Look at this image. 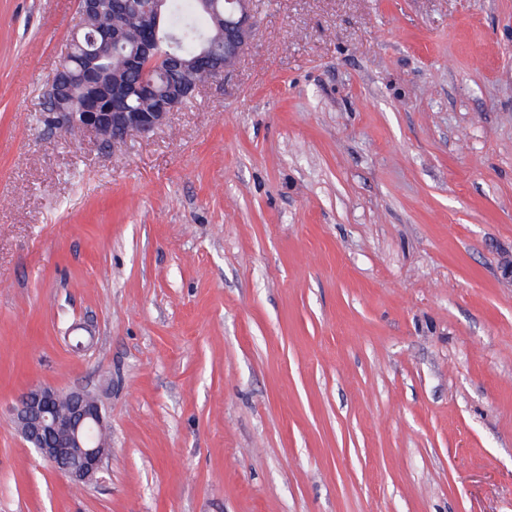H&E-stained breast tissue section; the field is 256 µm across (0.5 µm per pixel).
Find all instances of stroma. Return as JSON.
Listing matches in <instances>:
<instances>
[{
    "mask_svg": "<svg viewBox=\"0 0 512 512\" xmlns=\"http://www.w3.org/2000/svg\"><path fill=\"white\" fill-rule=\"evenodd\" d=\"M253 9L108 152L40 121L77 0H0V512H512V0ZM35 384L99 396L104 481ZM61 403L67 406L65 414L57 412ZM11 416L28 447L75 484L91 483L102 473L111 443H94L89 432L104 433L109 424L91 392L34 385L12 407Z\"/></svg>",
    "mask_w": 512,
    "mask_h": 512,
    "instance_id": "35a3bbf8",
    "label": "stroma"
}]
</instances>
